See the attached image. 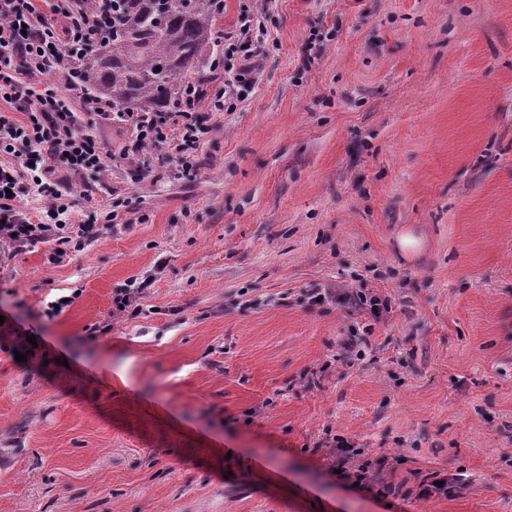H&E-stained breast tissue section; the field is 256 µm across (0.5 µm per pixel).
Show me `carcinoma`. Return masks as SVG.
Masks as SVG:
<instances>
[{
	"label": "carcinoma",
	"instance_id": "1",
	"mask_svg": "<svg viewBox=\"0 0 512 512\" xmlns=\"http://www.w3.org/2000/svg\"><path fill=\"white\" fill-rule=\"evenodd\" d=\"M109 18L81 62L84 84L114 112H167L217 43L216 0H97Z\"/></svg>",
	"mask_w": 512,
	"mask_h": 512
}]
</instances>
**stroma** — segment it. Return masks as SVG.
Returning <instances> with one entry per match:
<instances>
[{
  "label": "stroma",
  "mask_w": 512,
  "mask_h": 512,
  "mask_svg": "<svg viewBox=\"0 0 512 512\" xmlns=\"http://www.w3.org/2000/svg\"><path fill=\"white\" fill-rule=\"evenodd\" d=\"M268 7L193 178L94 120L108 177L60 180L118 227L0 254V512H512V0Z\"/></svg>",
  "instance_id": "stroma-1"
}]
</instances>
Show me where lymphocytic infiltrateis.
Returning a JSON list of instances; mask_svg holds the SVG:
<instances>
[{
  "instance_id": "obj_1",
  "label": "lymphocytic infiltrate",
  "mask_w": 512,
  "mask_h": 512,
  "mask_svg": "<svg viewBox=\"0 0 512 512\" xmlns=\"http://www.w3.org/2000/svg\"><path fill=\"white\" fill-rule=\"evenodd\" d=\"M103 26L91 0H0V244L19 249L54 243V260L83 249L100 223L114 222L117 209L93 210L80 224L69 223L70 196L57 185L56 167L103 178L105 155L90 131L91 117H111L130 125L134 137L123 151L134 166L149 157L165 156L175 163V174L190 177L196 152L215 129L200 115L203 101L223 111L237 98L239 86L257 75L264 39L262 14L240 13L234 28L225 32L223 56L213 58L211 69L223 70L224 88L215 97L186 86L172 111L113 113L109 101L82 91L79 74L89 44ZM59 75L69 87L62 94L50 82ZM39 194L37 216L22 210V197Z\"/></svg>"
}]
</instances>
